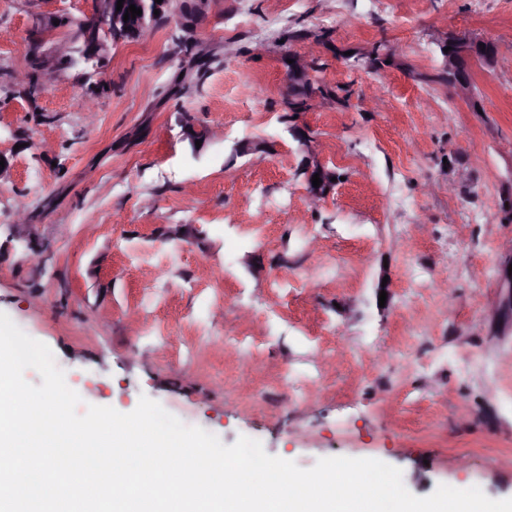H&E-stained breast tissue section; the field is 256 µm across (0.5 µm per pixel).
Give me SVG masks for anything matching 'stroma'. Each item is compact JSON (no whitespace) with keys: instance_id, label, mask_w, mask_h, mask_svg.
Instances as JSON below:
<instances>
[{"instance_id":"obj_1","label":"stroma","mask_w":512,"mask_h":512,"mask_svg":"<svg viewBox=\"0 0 512 512\" xmlns=\"http://www.w3.org/2000/svg\"><path fill=\"white\" fill-rule=\"evenodd\" d=\"M94 9L0 0V312L78 414L145 395L304 469L374 458L417 496L511 498L512 331L487 301L512 260V0H221L44 79ZM451 33L503 60L471 64L476 102L443 77ZM315 40L339 99L294 114L285 59Z\"/></svg>"}]
</instances>
